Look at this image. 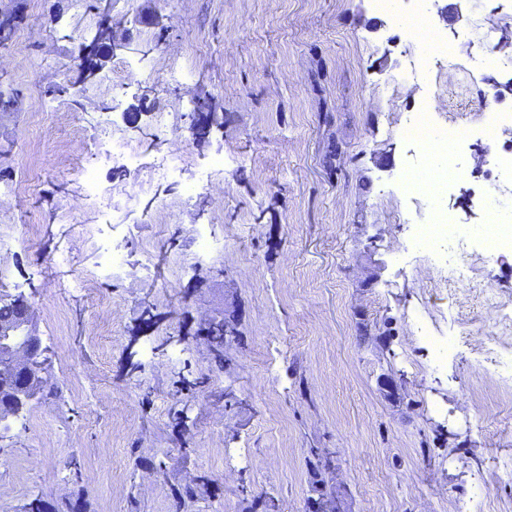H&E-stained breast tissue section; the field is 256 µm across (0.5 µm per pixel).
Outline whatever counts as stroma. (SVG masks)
Instances as JSON below:
<instances>
[{"label":"stroma","mask_w":512,"mask_h":512,"mask_svg":"<svg viewBox=\"0 0 512 512\" xmlns=\"http://www.w3.org/2000/svg\"><path fill=\"white\" fill-rule=\"evenodd\" d=\"M13 3L0 293L32 302L58 391L0 424V512H307L315 453L351 512H512V385L492 354L512 331V250L473 243L458 287L408 250L415 205L398 186L414 154L397 129L421 90L398 81L405 35L373 0H111L119 47L81 86L99 21L87 0L0 7ZM510 9L434 0L460 63L436 111L468 117L461 67L489 27L512 56ZM201 104L224 123L198 142ZM112 139L137 166L98 163ZM509 148L512 128L475 141L444 200L475 235V195ZM174 156L179 170L152 178ZM105 240L122 257L108 273ZM452 312L463 324L436 370L416 323L444 333ZM222 314L240 325L219 366L198 331Z\"/></svg>","instance_id":"1"}]
</instances>
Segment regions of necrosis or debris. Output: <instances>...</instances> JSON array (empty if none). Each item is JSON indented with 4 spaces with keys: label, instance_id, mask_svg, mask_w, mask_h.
<instances>
[{
    "label": "necrosis or debris",
    "instance_id": "1",
    "mask_svg": "<svg viewBox=\"0 0 512 512\" xmlns=\"http://www.w3.org/2000/svg\"><path fill=\"white\" fill-rule=\"evenodd\" d=\"M379 2L394 24L406 33L410 59L401 78L418 82L425 94L422 105L407 114L401 134L418 152H426L432 143L442 144L446 149L445 154L436 156L427 185L414 182L418 172L414 166L401 179V193L417 203L411 218L416 233L410 247L434 257L439 284L462 285L470 282L473 266L467 260L466 240L458 234L442 201L455 179L463 175L456 166L463 149L477 136L495 139L503 125H512V114L497 111V97L485 89L479 94V111L469 120H450L434 112L432 102L438 87L433 75L454 66L456 55L446 40L431 33L426 23L432 0H417L418 6L410 16L398 12L396 0ZM493 167L496 175L483 189L479 203L485 222L502 224L512 215V151L495 158Z\"/></svg>",
    "mask_w": 512,
    "mask_h": 512
}]
</instances>
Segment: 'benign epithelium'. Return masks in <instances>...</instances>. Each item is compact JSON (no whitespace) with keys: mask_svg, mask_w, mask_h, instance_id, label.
Here are the masks:
<instances>
[{"mask_svg":"<svg viewBox=\"0 0 512 512\" xmlns=\"http://www.w3.org/2000/svg\"><path fill=\"white\" fill-rule=\"evenodd\" d=\"M98 13L102 22L95 39L84 45L82 57L86 63L80 70L78 82L93 78L102 67L105 51L115 47L112 19L109 16L108 0H98ZM213 127L212 115L202 109L193 115L192 129L196 139L208 138ZM3 300L20 299L24 308L17 319L0 321V396L9 402L0 407V423L16 415L23 407L41 394V382L50 369L51 358L41 347L39 336L33 325V305L22 294H3ZM310 512H346L345 498L341 492L333 496L316 499Z\"/></svg>","mask_w":512,"mask_h":512,"instance_id":"benign-epithelium-1","label":"benign epithelium"}]
</instances>
